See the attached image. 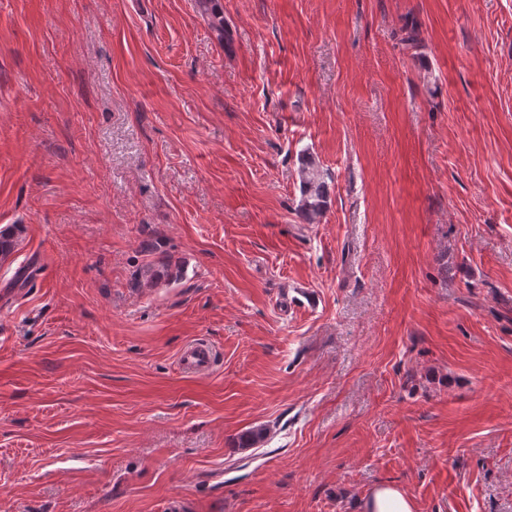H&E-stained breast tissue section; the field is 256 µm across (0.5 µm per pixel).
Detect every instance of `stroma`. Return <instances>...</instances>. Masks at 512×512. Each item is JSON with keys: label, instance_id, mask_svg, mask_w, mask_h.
<instances>
[{"label": "stroma", "instance_id": "1", "mask_svg": "<svg viewBox=\"0 0 512 512\" xmlns=\"http://www.w3.org/2000/svg\"><path fill=\"white\" fill-rule=\"evenodd\" d=\"M218 3L0 0V512H512V0ZM300 213L308 224L320 220L327 207L328 183L323 171L309 155H303L300 167ZM140 278L143 285L148 288L157 287L162 280L169 282L173 279L172 275L168 273L166 260L161 258L144 266L140 272ZM217 359L213 345L205 340H195L187 344L179 354L178 368L189 375L209 373ZM362 512H415V505L399 487L381 485L365 498Z\"/></svg>", "mask_w": 512, "mask_h": 512}]
</instances>
